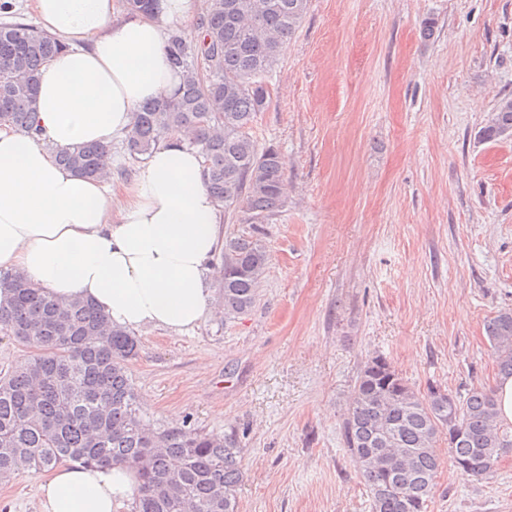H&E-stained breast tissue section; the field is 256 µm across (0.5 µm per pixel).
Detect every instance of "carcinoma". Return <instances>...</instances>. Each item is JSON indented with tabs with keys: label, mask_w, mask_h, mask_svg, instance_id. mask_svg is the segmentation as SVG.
<instances>
[{
	"label": "carcinoma",
	"mask_w": 512,
	"mask_h": 512,
	"mask_svg": "<svg viewBox=\"0 0 512 512\" xmlns=\"http://www.w3.org/2000/svg\"><path fill=\"white\" fill-rule=\"evenodd\" d=\"M308 0H208L198 43L171 35L174 95L147 102L124 138L127 153L150 154L172 135L203 157L214 198L244 216L252 231L224 239L218 303L231 321L255 305L269 254L255 236L284 204L288 182L278 151L252 135L271 100L266 81L294 36ZM66 45L21 21L0 23V125L41 135L36 85L41 66ZM512 138V98H503L481 131ZM112 146L83 144L55 153L59 165L97 178ZM0 333L35 350L23 370L0 379V479L68 462L121 464L136 473L132 512H238L241 440L194 429H156L140 415L129 375L138 340L87 300H61L23 273L0 270ZM498 375L512 377V308L485 323ZM342 438L371 500V512H427L448 441L463 477L495 476L512 448L495 389L465 395L438 383L414 389L386 357L359 374L341 424Z\"/></svg>",
	"instance_id": "1"
}]
</instances>
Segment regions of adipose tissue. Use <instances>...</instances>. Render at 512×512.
I'll list each match as a JSON object with an SVG mask.
<instances>
[{
  "label": "adipose tissue",
  "instance_id": "adipose-tissue-1",
  "mask_svg": "<svg viewBox=\"0 0 512 512\" xmlns=\"http://www.w3.org/2000/svg\"><path fill=\"white\" fill-rule=\"evenodd\" d=\"M206 0H155L119 15L116 0H34L41 31L62 39L38 82L42 134L0 129V269L19 270L61 298L92 300L110 323L180 331L215 313L208 264L224 242L202 158L174 136L113 192L57 164L53 152L125 138L146 102L180 83L166 51L177 23ZM42 512H119L138 492L121 465L56 467Z\"/></svg>",
  "mask_w": 512,
  "mask_h": 512
}]
</instances>
